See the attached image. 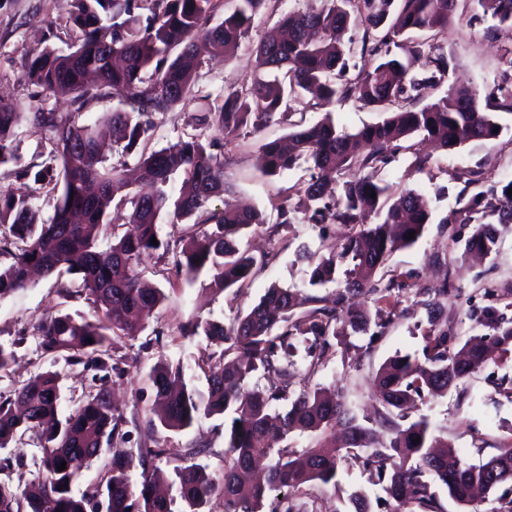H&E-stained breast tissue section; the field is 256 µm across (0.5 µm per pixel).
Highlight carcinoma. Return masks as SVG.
I'll return each instance as SVG.
<instances>
[{"label":"carcinoma","instance_id":"obj_1","mask_svg":"<svg viewBox=\"0 0 512 512\" xmlns=\"http://www.w3.org/2000/svg\"><path fill=\"white\" fill-rule=\"evenodd\" d=\"M73 51L51 48L38 52L24 78L41 89V105L18 112L0 99V166L13 164L15 180L33 179L34 187L17 195L0 189V299L28 288L30 273L49 276L59 268L80 279L78 287L57 280L66 299L86 296L93 317L61 314L37 327L38 346L53 359L81 361L105 375L67 416L58 414L62 376L39 372L0 395V448L28 437L42 456L38 472L23 490L0 481V512H175L174 499L156 493L162 478L156 461L175 456L174 484L183 504L180 512H206L216 492L224 512H298L286 490L336 484L339 455L320 448L300 452L286 445L291 434L331 435L340 427L346 447L361 450V465L377 478L392 512H444L435 484L460 505L474 502L476 491L512 470V446L500 449L486 463L464 464L448 439L429 430L426 418L408 421L406 405L425 400L465 383L492 353L512 351V317L496 306L468 310L487 330L456 348V336L441 323L448 283L405 284L385 271L388 258L418 241L431 210L415 191L390 201L389 187L378 178L398 149L412 135L454 149L470 141L493 142L502 129L496 113L481 106L478 91L452 84L445 96L425 102L429 91L448 77V58L441 44L416 42L413 33L432 38L448 31L457 17L458 0H316L302 12L280 20L282 36L262 41L256 50L257 76L248 89L227 88L220 104L193 118L194 132L160 150L149 149L154 116L186 105L200 93L205 59L233 55L247 36L254 17L272 0H232L233 11L212 25L222 0H73ZM496 29L512 34V0H476ZM148 10L144 15L138 9ZM363 29L359 42L345 35ZM369 59L349 74V60ZM123 93L124 108L106 115L103 124L80 121L101 98ZM310 96L313 108L353 100L365 107L385 106L389 116L355 132L336 127L331 113L319 122L291 125V131L260 146L261 172L269 177L303 167L309 179L295 205L277 208L276 228L290 224H338L351 233L336 254L322 257L307 250L310 286L338 284L332 304L300 290L271 285L247 313L229 324L197 319L186 336H205L224 343L220 363L210 368L208 398L200 402L184 380L183 370L167 364L153 367L150 380L164 406L160 421L176 432L202 414L224 415V473L216 484L192 459L204 452L197 445L138 448L118 452L104 465L103 483L91 497L74 494V486L103 445L124 439L122 413L110 402L106 372L112 336L134 338L142 330L141 313L161 307L165 292L144 282L138 267L157 251L189 279L203 270L222 288H241L256 266L268 264L239 246V235L266 223L254 207L210 209L208 202L229 192L224 181V150L204 138L219 126L224 137L245 129L257 132L294 111L292 95ZM67 96L73 110L56 112L44 106ZM496 106L512 109V79L488 94ZM49 136L52 148L41 162L21 163L17 138L23 127ZM136 157L128 168L127 158ZM183 176V191L171 200L168 186ZM512 181L497 190L473 194L445 224H475L464 252L490 255L497 243L492 219L512 222ZM376 197H370V194ZM46 196L52 217L38 220L35 200ZM128 209V228L113 235L102 249L100 233L108 224L111 204ZM164 218L211 226L172 244L160 237ZM415 233L409 238V233ZM156 239L158 245L151 244ZM413 297L425 309L428 328L422 355L396 354L375 376L382 410L375 427L390 433L386 442L374 438V427L359 422L341 397H328L320 387L291 393L296 375L278 351L293 342L307 345L316 366L345 328L369 336L367 346L384 336L395 311L353 309L350 300L363 295L377 304L392 293ZM93 342H87V339ZM272 373L278 384L262 389L252 383L258 370ZM241 427H236V424ZM420 442L413 443L414 439ZM66 469L58 470L60 463ZM142 470L139 490L130 472ZM348 512H374L361 491L349 497Z\"/></svg>","mask_w":512,"mask_h":512}]
</instances>
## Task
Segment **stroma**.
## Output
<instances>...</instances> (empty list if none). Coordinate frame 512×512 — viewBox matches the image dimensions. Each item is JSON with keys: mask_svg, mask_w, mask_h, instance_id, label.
<instances>
[{"mask_svg": "<svg viewBox=\"0 0 512 512\" xmlns=\"http://www.w3.org/2000/svg\"><path fill=\"white\" fill-rule=\"evenodd\" d=\"M312 0H277L274 7L258 14L245 39L227 60L215 59L201 69V83L207 92L218 96L230 87L249 88L255 77V47L260 39L284 14L305 10ZM73 0H0V91L5 92L24 112L37 106L35 86L22 78L31 58L43 48L67 51L73 42L70 13ZM492 19L483 17L475 0H468L460 21L454 22L447 34L439 36L450 65L449 77L460 84L489 93L504 78L512 77V36L493 28ZM204 104L194 101L174 111L156 115V131L149 143L158 150L190 132L192 117ZM331 114L340 128L355 131L367 124L381 122L382 110L363 108L353 101L337 102L328 110L297 105V114L311 125ZM503 126L500 137L491 143L469 142L448 151L431 152L424 165H416L415 151L403 148L379 176L388 183L393 194L415 190L430 202L432 217L422 238L413 246L396 251L387 269L408 283L450 280L454 286L444 307L445 315L458 341L482 334L483 329L471 320L469 307L485 306L483 283H493L500 295L498 302L507 316H512V223L497 225L496 250L479 262L463 253V244L473 231L469 224H449L445 218L459 207L457 196L463 187L457 173L473 170L478 174V187L486 191L512 181V112L499 110ZM289 131L284 123H273L256 134L227 138L218 129L207 131V138L224 141V180L233 189L234 201L254 205L264 211L268 222L252 227L249 242L253 253H267L268 264L241 289H221L210 274L186 280L168 259L153 254L139 267L142 276L162 288L168 295L164 305L145 320V329L136 338L116 336L109 354L119 368L113 372L109 386L119 398V408L127 420L125 439L105 447L102 460L86 471L76 486V494H92L101 481L105 458L113 450L136 448L144 440L146 421L154 406V391L149 381L151 368L158 363L182 367L185 381L197 398L208 396L207 372L211 353L221 352L222 344L201 337L183 336L181 328L195 318L227 322L236 311L247 310L257 303L271 285L307 289L303 267L296 261V251L307 246L312 252L328 255L346 235L342 226L321 227L294 224L288 231L273 232L270 223L277 217L278 207L297 202V191L307 179L303 169L295 168L269 178L257 165L261 142L279 138ZM445 253V263H437L438 253ZM56 276L37 280L30 288L0 299V344L15 345V360L0 373V392L20 385L38 372L57 371L62 375L59 413L68 415L93 386V372L84 363L53 360L42 354L33 335L37 324L58 313L89 314L85 299H62L56 288ZM402 307L410 305L402 300ZM423 312H409L395 317L386 334L376 343L367 337H340L333 353L317 368H310L304 353L294 357L300 371L297 386L318 383L338 390L358 417L372 415L377 405L374 375L379 366L395 353L415 354L424 345ZM27 340L16 344L18 332ZM428 418L432 429L447 436L459 458L468 465H478L497 454L499 448L512 443V354L488 362L474 378L467 391L449 390L439 396L417 402L410 419ZM155 445L169 443L206 446L207 454L199 456L213 478L224 471V418L220 415L200 416L194 425L175 432L162 427L153 432ZM41 451L31 442L13 444L0 449V459H10L9 471L0 479L10 480L22 489L37 470ZM337 487H324L311 493L297 492L293 498L301 512H345L354 491L369 498L382 496L368 472L353 457H345L339 467Z\"/></svg>", "mask_w": 512, "mask_h": 512, "instance_id": "obj_1", "label": "stroma"}]
</instances>
